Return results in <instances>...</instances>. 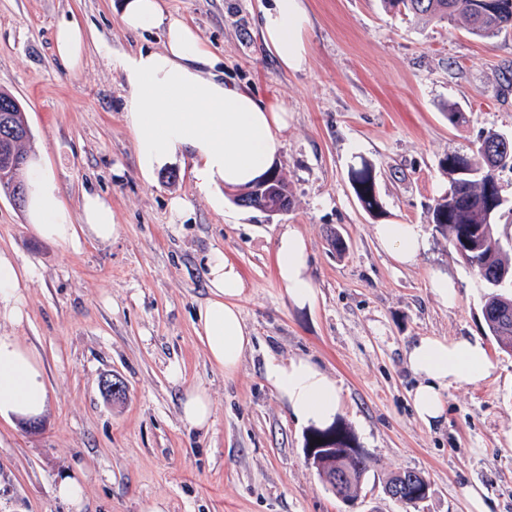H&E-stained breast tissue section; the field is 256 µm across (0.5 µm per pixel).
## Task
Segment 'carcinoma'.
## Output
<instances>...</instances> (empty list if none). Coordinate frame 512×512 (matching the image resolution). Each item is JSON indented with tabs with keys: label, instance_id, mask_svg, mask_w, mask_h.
Instances as JSON below:
<instances>
[{
	"label": "carcinoma",
	"instance_id": "obj_1",
	"mask_svg": "<svg viewBox=\"0 0 512 512\" xmlns=\"http://www.w3.org/2000/svg\"><path fill=\"white\" fill-rule=\"evenodd\" d=\"M385 12L427 18L438 23H462L468 33L490 38L512 28V0H486L476 11L473 0H381ZM498 132L489 131L475 150L467 154L452 153L440 162L443 175L448 178V189L434 198L429 207V223L448 239L460 257L471 267L477 278L490 292L485 295L482 316L486 333L498 347L512 353V289L494 285L499 272L512 270L507 248L497 231L502 217L497 209L500 187L496 177V157L507 153L512 157V138L497 140ZM31 137L25 112L18 100L0 92V146L16 159L29 157L24 144ZM25 167L0 157V192L20 204L24 198L16 196L15 189L25 186L22 179ZM350 185L361 207L372 212L379 208L376 178L373 166L363 160L349 174ZM269 200L288 207L291 204L288 183L281 173L273 175ZM307 461L331 477L341 472L337 493L353 497L367 472L366 456L356 451L343 430L332 425L311 433L305 448ZM386 487L400 493L398 500L409 504L423 499L428 483L421 473L405 470L392 476Z\"/></svg>",
	"mask_w": 512,
	"mask_h": 512
}]
</instances>
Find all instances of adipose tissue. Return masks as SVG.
<instances>
[{
	"instance_id": "1",
	"label": "adipose tissue",
	"mask_w": 512,
	"mask_h": 512,
	"mask_svg": "<svg viewBox=\"0 0 512 512\" xmlns=\"http://www.w3.org/2000/svg\"><path fill=\"white\" fill-rule=\"evenodd\" d=\"M122 26L134 33L162 30L161 48H142L120 60L126 97L125 124L132 136L137 169L145 181L176 164H189L194 182L210 208L223 213L225 188H245L271 169L287 130L289 115L281 106L261 104L249 91L225 82L216 72L218 58L195 29L167 13L161 0H122ZM309 17L303 0H267L261 7V36L284 70L300 71L308 63L305 33ZM87 33L74 20L55 29V49L70 69H78ZM26 213L41 238L80 249L84 240L108 242L121 227L112 201L95 190H84L78 212L64 204L55 175L40 159H32L27 174ZM379 244L396 262L410 265L427 247L416 224H380ZM277 277L289 301L314 307L318 293L309 269L303 235L293 227L275 240ZM208 296L197 311L198 335L213 367L233 375L252 345L239 301L246 282L222 250H211L206 261ZM33 266L21 264L0 250V320L13 324L28 317L26 285ZM416 378L409 397L417 418L426 426L441 423L446 392L485 379L492 365L483 342L475 337H418L405 352ZM267 384L304 423L332 421L342 409L341 388L311 358L268 357ZM47 390L39 355L16 337L0 335V419L36 418L46 409ZM213 404L206 390L185 387L181 420L188 428L209 430Z\"/></svg>"
}]
</instances>
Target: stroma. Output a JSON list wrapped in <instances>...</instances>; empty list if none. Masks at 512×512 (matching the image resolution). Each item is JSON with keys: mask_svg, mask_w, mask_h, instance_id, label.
<instances>
[{"mask_svg": "<svg viewBox=\"0 0 512 512\" xmlns=\"http://www.w3.org/2000/svg\"><path fill=\"white\" fill-rule=\"evenodd\" d=\"M310 57L283 70L260 34V0H165L224 65V78L291 120L275 162L293 205L276 218L226 203L214 213L188 167L144 182L124 123L126 89L113 60L157 48L160 34L126 31L119 0H0V91L22 105L61 196L77 210L83 189L107 194L121 232L80 251L38 237L24 207L0 193V249L34 263L26 322H0L40 356L47 410L0 423V512H68L54 495L64 476L85 488L84 512H469L461 493L477 482L490 512H512V354L486 335L484 285L429 224L448 187L439 161L474 149L482 132L512 135V31L481 39L464 26L386 14L380 0H305ZM87 31L79 72L54 51L61 17ZM457 105L464 122L448 120ZM370 162L382 205L369 214L348 180ZM194 214L169 221L172 196ZM379 224H417L428 247L401 265L376 242ZM305 237L318 290L313 308L289 302L276 277L275 239ZM349 248L339 255L326 232ZM223 250L247 283L241 302L253 347L233 376L206 357L196 311L207 296L206 259ZM457 287L454 307L430 291L434 274ZM420 336L481 338L493 369L449 387L448 414L429 427L408 393L405 352ZM308 356L342 388L340 424L368 459L355 502L345 503L305 457L297 422L263 376L269 356ZM179 365L184 380L169 379ZM123 388L107 397L103 381ZM208 391L213 424L180 419L185 385ZM405 469L424 474L428 499L405 504L384 484Z\"/></svg>", "mask_w": 512, "mask_h": 512, "instance_id": "stroma-1", "label": "stroma"}]
</instances>
